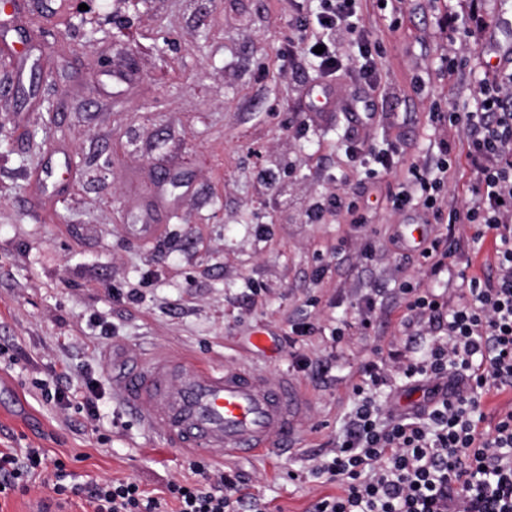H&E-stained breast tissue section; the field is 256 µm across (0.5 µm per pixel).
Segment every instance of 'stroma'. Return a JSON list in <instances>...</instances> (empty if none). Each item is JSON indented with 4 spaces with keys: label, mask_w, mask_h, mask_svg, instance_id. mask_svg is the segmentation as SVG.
<instances>
[{
    "label": "stroma",
    "mask_w": 512,
    "mask_h": 512,
    "mask_svg": "<svg viewBox=\"0 0 512 512\" xmlns=\"http://www.w3.org/2000/svg\"><path fill=\"white\" fill-rule=\"evenodd\" d=\"M83 0L50 20L31 16L39 40L14 35L26 69L0 56V450L40 448L46 468L28 491L0 496V512H39L50 463L69 461L81 481L130 479L160 495L195 481L189 455L160 428L130 415L112 388L116 356L169 353L213 367L287 372L308 398L291 454L211 459L241 474L262 512H312L337 483L311 476L335 449L364 363L387 374L431 341L406 325L403 281L451 297L459 271L494 277L490 245L475 227L431 224L456 244L447 271L428 275L418 255L389 238L418 220L392 210L410 163L463 154L461 132L435 125L431 108L466 106L477 86L485 34L465 41V65L449 69L456 35L448 17L466 0H399L390 26L379 0H362L365 36L378 50L377 80L338 77L342 103L315 109V65L291 70L280 47L313 0H140L102 17L87 41ZM371 103L359 135L396 146L393 172L370 180L348 160L354 97ZM278 172L275 186L260 177ZM346 190L368 201L363 228L328 213L310 224L315 199ZM158 224L143 242L135 227ZM376 306L362 327L364 300ZM314 323L291 339L294 323ZM348 330L333 340L338 325ZM267 334L256 348L254 331ZM98 391L99 416L44 403L40 384Z\"/></svg>",
    "instance_id": "1"
}]
</instances>
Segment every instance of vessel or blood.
<instances>
[{
    "mask_svg": "<svg viewBox=\"0 0 512 512\" xmlns=\"http://www.w3.org/2000/svg\"><path fill=\"white\" fill-rule=\"evenodd\" d=\"M32 4L48 14L66 6L65 0H0V15L18 16ZM506 29H512V0H498L485 51L501 66L512 64V40L502 35ZM112 385L133 415L163 429L170 445L222 459L286 447L307 409L287 375L215 369L171 355L113 362Z\"/></svg>",
    "mask_w": 512,
    "mask_h": 512,
    "instance_id": "vessel-or-blood-1",
    "label": "vessel or blood"
}]
</instances>
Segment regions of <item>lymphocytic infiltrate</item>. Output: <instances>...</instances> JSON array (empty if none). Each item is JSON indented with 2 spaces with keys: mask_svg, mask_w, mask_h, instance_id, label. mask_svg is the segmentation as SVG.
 <instances>
[{
  "mask_svg": "<svg viewBox=\"0 0 512 512\" xmlns=\"http://www.w3.org/2000/svg\"><path fill=\"white\" fill-rule=\"evenodd\" d=\"M317 11L298 17L297 38L282 54L316 62L323 77L340 69L338 50L356 47L352 61L366 86L376 81L371 46L363 40L360 0H317ZM323 53H316V46ZM469 112L430 114L467 135L465 157L475 175L474 200L464 207L438 205L436 194L452 167V144L434 163H411L396 211H417L425 224H476L492 241L496 285L467 277L456 303L404 284L410 319L429 324L435 337L429 352L401 363L400 375L419 383L447 376L448 389L428 396L412 415L385 418L377 393L390 378L368 361L353 384L354 407L345 434L331 454L311 469L314 477L340 484L319 499L313 512H512V408L486 416L482 402L494 389L512 387V71L489 70ZM42 449L24 455L0 451V491L22 487L42 467ZM190 468L198 479L173 481L163 495L145 494L139 484L110 479L72 484V471L56 460L44 508L69 495L84 496L93 512H252L240 492V477L229 471Z\"/></svg>",
  "mask_w": 512,
  "mask_h": 512,
  "instance_id": "f902f5d3",
  "label": "lymphocytic infiltrate"
}]
</instances>
